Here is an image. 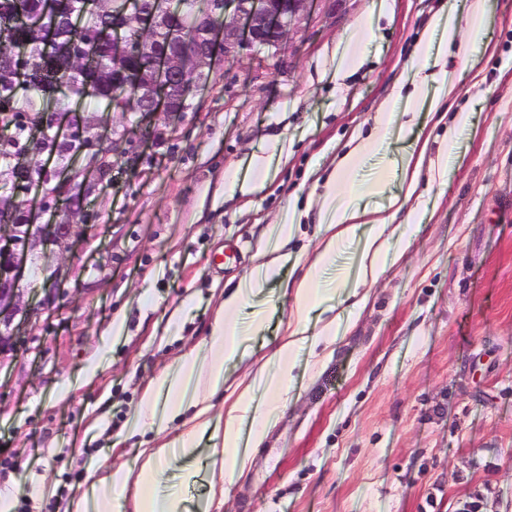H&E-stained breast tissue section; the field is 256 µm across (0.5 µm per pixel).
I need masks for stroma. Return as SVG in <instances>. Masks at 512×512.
<instances>
[{
    "label": "stroma",
    "instance_id": "1",
    "mask_svg": "<svg viewBox=\"0 0 512 512\" xmlns=\"http://www.w3.org/2000/svg\"><path fill=\"white\" fill-rule=\"evenodd\" d=\"M450 3L465 12L466 0H309L280 45L218 63L194 111L151 115L134 168L117 164L110 189L92 187L98 219L71 257L62 299L21 324L15 351L0 355L1 490L26 486L28 512H60L63 475L80 454L59 432L65 418L108 448L84 473V494L110 466L138 472L144 449L158 444L135 426L142 392L208 337L227 282L274 243L275 217L290 205L300 222L280 248L288 259L237 312L245 324L263 315L264 327L225 363L222 390L189 381V393L209 396L210 422L194 456L164 465L157 492L209 512H512V0H486L470 62L448 57L460 90L453 107L471 113L475 131L452 141L462 165L441 177L423 166L410 249L388 258L356 304L342 283L357 276L364 237L338 248L320 272L330 299L308 323L313 334L336 319L335 341L299 349L288 402L261 445L243 425V470L212 468L225 400L257 366L278 371L272 356L317 251L326 177L352 139L368 136ZM363 17L362 64L342 70ZM447 132L424 106L398 100L383 149L356 176H384L385 187L360 204L384 210L410 145L425 140L437 153ZM255 152L269 159L263 189L225 194L231 179L249 177ZM230 240L240 262L213 268ZM35 445L49 455L34 463Z\"/></svg>",
    "mask_w": 512,
    "mask_h": 512
}]
</instances>
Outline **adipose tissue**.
I'll return each mask as SVG.
<instances>
[{
    "mask_svg": "<svg viewBox=\"0 0 512 512\" xmlns=\"http://www.w3.org/2000/svg\"><path fill=\"white\" fill-rule=\"evenodd\" d=\"M467 12V17L463 18L455 9H447L445 28H438L434 23L428 27L431 37H438L443 47L456 48L461 56L467 55L468 38L477 34L484 19L485 0H467ZM430 39L420 40L418 47L421 53L432 55L433 66L429 69L418 68L410 96L417 99L424 92H431L429 109L440 112L456 99L458 89L452 79L439 76L438 69L445 66L446 59L433 55ZM393 107V99L382 101L369 137L354 139L352 147L338 158L325 182L319 196V218L324 227V236L313 264L294 290V305L286 332L274 354L281 364L280 372L271 378L267 377L265 369H258L256 373L257 380L266 382L273 399L267 407L259 409L254 405L253 386H246L239 391L234 402L224 412V455L220 459L221 465L238 467L237 448L244 420L252 422L254 444L264 441L271 417L288 399V376L293 369L297 350L305 342L328 345L336 337V323L332 320L321 327L316 337L307 335L308 316L313 308L324 302L327 294L326 289L320 288L317 283L318 268L331 264L339 243L363 227L367 234L355 284L361 287L377 283L384 272L389 253L406 252L412 242L411 227L422 220L419 212L409 206L417 191L422 161H429L433 172L439 175L444 174L448 168L450 156L447 150H439L435 158L431 159L427 156V143L418 142L405 154L403 186L400 192L392 196L389 212L361 209L357 203L356 190H342V179L360 167L365 152L387 138ZM400 212L405 213L408 228L394 235L389 233L388 228L395 214ZM278 271V259L261 261L246 278L231 288L224 298V310L215 318L209 336L180 355L175 364L163 371L143 392L138 414V422L142 427L160 434L166 431L169 423L185 413H193L198 419L209 415L212 406L207 398L187 397L183 383L193 376L202 375L210 391L223 389L225 360L237 357L247 336L258 332L263 326V319L259 316L254 317L248 326L238 325L235 314L245 301L265 288ZM197 447L196 428L183 430L175 438L148 449L138 474H131L121 465L109 468L107 475L97 482L93 503L77 499L71 502L68 512H112L113 502L126 498L132 499L134 512H183L182 501L178 496L158 495L152 487L163 463L176 455L193 456Z\"/></svg>",
    "mask_w": 512,
    "mask_h": 512,
    "instance_id": "1",
    "label": "adipose tissue"
}]
</instances>
